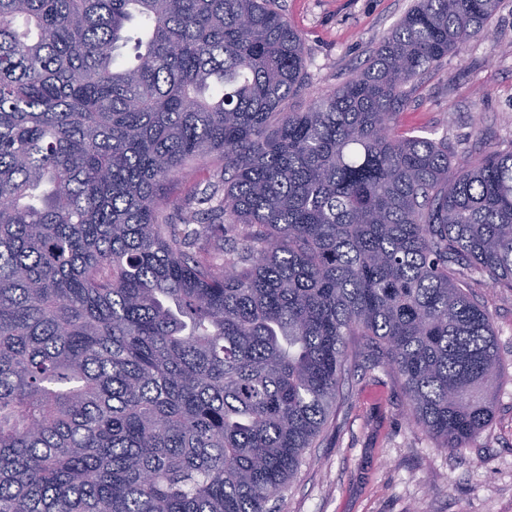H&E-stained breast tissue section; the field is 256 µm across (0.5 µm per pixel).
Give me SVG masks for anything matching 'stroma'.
Instances as JSON below:
<instances>
[{
    "mask_svg": "<svg viewBox=\"0 0 512 512\" xmlns=\"http://www.w3.org/2000/svg\"><path fill=\"white\" fill-rule=\"evenodd\" d=\"M413 0H279L305 41V110L354 74ZM397 130L447 139L453 164L512 147V0L486 35L469 40L409 88ZM504 370L491 424L448 452L411 422L401 386L367 355L342 386L334 421L275 506L276 512H512V290L473 275Z\"/></svg>",
    "mask_w": 512,
    "mask_h": 512,
    "instance_id": "stroma-1",
    "label": "stroma"
}]
</instances>
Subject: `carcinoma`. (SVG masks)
<instances>
[{
	"mask_svg": "<svg viewBox=\"0 0 512 512\" xmlns=\"http://www.w3.org/2000/svg\"><path fill=\"white\" fill-rule=\"evenodd\" d=\"M497 4L414 0L298 112L277 0H0V512H271L353 341L440 447L488 427L512 148L395 119Z\"/></svg>",
	"mask_w": 512,
	"mask_h": 512,
	"instance_id": "carcinoma-1",
	"label": "carcinoma"
}]
</instances>
